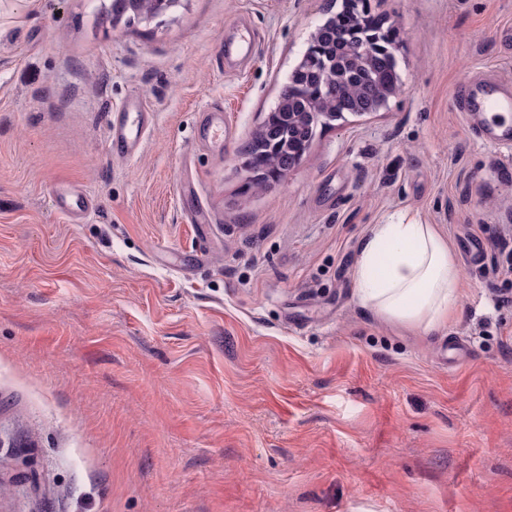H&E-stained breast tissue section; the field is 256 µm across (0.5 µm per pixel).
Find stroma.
Masks as SVG:
<instances>
[{
	"mask_svg": "<svg viewBox=\"0 0 512 512\" xmlns=\"http://www.w3.org/2000/svg\"><path fill=\"white\" fill-rule=\"evenodd\" d=\"M341 5L181 0L116 28L102 0H0V512H512V141L459 110L470 81L512 85V0H373L398 94L249 184ZM132 98L152 122L122 158ZM59 188L92 210L61 215ZM404 216L467 273L427 336L354 295L364 238ZM313 140V139H312ZM312 140L306 145V150L304 152H300L299 154L288 156V158L283 157V159L278 158L273 165H269L265 171V173H258L252 169L250 164L245 163V170L249 173L248 180L249 181H266L264 178L271 180H280L283 177H286L288 173L295 167V165L299 162L302 156L309 149Z\"/></svg>",
	"mask_w": 512,
	"mask_h": 512,
	"instance_id": "obj_1",
	"label": "stroma"
}]
</instances>
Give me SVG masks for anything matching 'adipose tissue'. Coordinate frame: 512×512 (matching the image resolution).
Segmentation results:
<instances>
[{"label":"adipose tissue","mask_w":512,"mask_h":512,"mask_svg":"<svg viewBox=\"0 0 512 512\" xmlns=\"http://www.w3.org/2000/svg\"><path fill=\"white\" fill-rule=\"evenodd\" d=\"M463 270L432 224H377L354 267L357 300L383 320L423 333L444 324L461 300Z\"/></svg>","instance_id":"adipose-tissue-1"}]
</instances>
